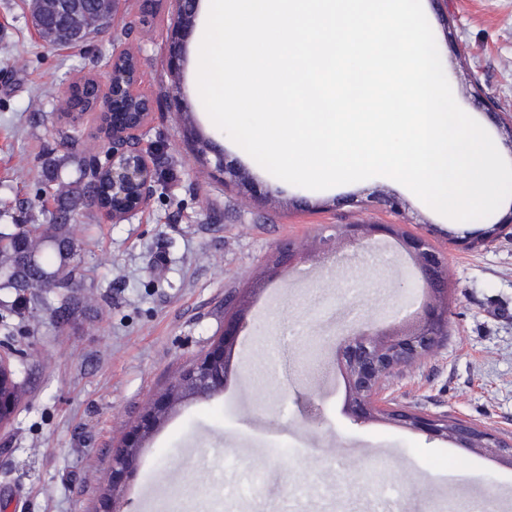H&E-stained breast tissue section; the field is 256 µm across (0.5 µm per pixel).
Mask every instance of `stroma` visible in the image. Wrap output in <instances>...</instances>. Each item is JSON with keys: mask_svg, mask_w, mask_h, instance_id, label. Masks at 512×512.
Instances as JSON below:
<instances>
[{"mask_svg": "<svg viewBox=\"0 0 512 512\" xmlns=\"http://www.w3.org/2000/svg\"><path fill=\"white\" fill-rule=\"evenodd\" d=\"M117 0L87 42L49 46L28 0H0V225L55 212L58 183L90 180L79 160L103 155L89 122L60 119L65 84L110 83L113 45L138 53L140 89L155 110L140 147L155 160L147 205L115 224L95 206L71 214L83 273L65 321L14 313L0 291V340L14 335L17 407L0 425V512H96L112 454L151 400L224 331V298L246 297L233 368L220 391L182 401L142 448L120 488L119 512H282L295 485L305 512H512V467L387 420L344 414L337 344L382 327L422 299L412 261L394 239L316 261L317 277L267 270L282 243L312 244L347 224H397L425 238L448 267V336L381 392L388 406L445 415L512 442V226L465 249L457 237L499 222L456 221L372 177L314 191L271 175L217 128L190 74L173 77L165 41L175 16ZM458 105L490 135L512 121V0H422ZM179 91L187 111H168ZM219 143L266 197L253 199L200 155L187 133ZM392 196L400 213L380 205Z\"/></svg>", "mask_w": 512, "mask_h": 512, "instance_id": "1", "label": "stroma"}]
</instances>
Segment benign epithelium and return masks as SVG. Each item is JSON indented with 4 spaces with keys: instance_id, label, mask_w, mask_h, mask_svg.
<instances>
[{
    "instance_id": "7a95c632",
    "label": "benign epithelium",
    "mask_w": 512,
    "mask_h": 512,
    "mask_svg": "<svg viewBox=\"0 0 512 512\" xmlns=\"http://www.w3.org/2000/svg\"><path fill=\"white\" fill-rule=\"evenodd\" d=\"M82 0H32L34 26L42 31V14L69 13ZM197 0H173L176 20L167 36L166 62L170 73H180L184 63V49L193 30V15ZM140 63L130 48L117 46L112 50V87L97 90L92 108L86 113L77 109L62 113L71 121L88 115L100 127L112 120V138L105 164L95 166V181H112V204L102 210L117 224L142 209L150 200L156 179L152 157L139 148L142 131L152 118L154 101L139 89ZM393 236L402 239L406 251L413 258L419 273L421 287L430 294L408 330L367 327L344 337L337 351L338 365L352 389L349 405L351 417L365 420L384 416L398 420L415 431L433 437L448 436L433 417L404 413L391 414L375 389L380 379L396 366L412 357H421L435 347L439 339L442 314L439 291L447 286L445 259L435 256L422 238L404 235L396 224H349L336 233L347 247L362 246L376 237ZM303 249L290 243L279 247L277 266L291 269L297 266ZM243 318L235 315L224 319V333L199 354L182 371L173 385L154 398L135 424L126 433L122 444L112 455V480L100 498L101 512H118L115 492L132 476L143 441L158 427L162 416L172 403L186 397H206L224 384V371L229 352L241 333ZM11 373L10 357L0 352V411L12 410L14 393L5 388ZM463 437L468 446L481 448L487 456L500 458L505 454L503 444L494 434L471 430Z\"/></svg>"
}]
</instances>
